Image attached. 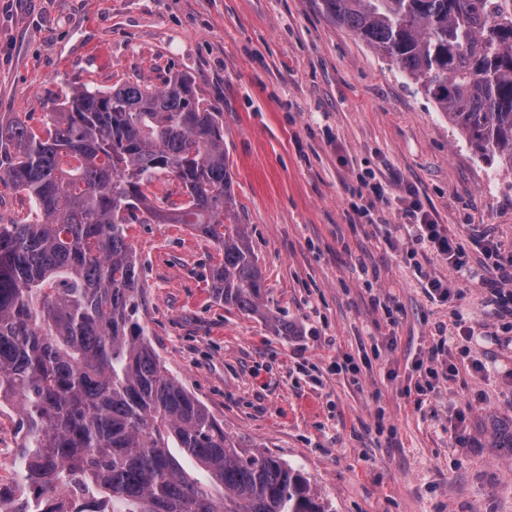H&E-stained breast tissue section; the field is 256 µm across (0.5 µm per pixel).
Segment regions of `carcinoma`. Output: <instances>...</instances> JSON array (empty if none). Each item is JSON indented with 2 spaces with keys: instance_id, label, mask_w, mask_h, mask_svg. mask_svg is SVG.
<instances>
[{
  "instance_id": "obj_1",
  "label": "carcinoma",
  "mask_w": 512,
  "mask_h": 512,
  "mask_svg": "<svg viewBox=\"0 0 512 512\" xmlns=\"http://www.w3.org/2000/svg\"><path fill=\"white\" fill-rule=\"evenodd\" d=\"M324 13L420 84L482 156L512 170V0H321ZM46 136L0 119V181L31 220L0 224V397L18 408L20 482L0 512H333L304 473L224 432L146 337L127 217L185 224L213 243L211 293L290 325L261 301L221 112L191 78L77 87ZM185 202L165 208L149 177ZM180 448L203 478L188 473Z\"/></svg>"
}]
</instances>
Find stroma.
<instances>
[{"label":"stroma","mask_w":512,"mask_h":512,"mask_svg":"<svg viewBox=\"0 0 512 512\" xmlns=\"http://www.w3.org/2000/svg\"><path fill=\"white\" fill-rule=\"evenodd\" d=\"M176 74L224 114L233 219L263 269V302L291 329L274 335L213 298L218 255L190 227L136 217L126 233L168 371L336 512H512V325L487 314L476 245L486 234L512 250V171L488 164L320 0H0V117L36 133L71 88ZM368 172L386 203L361 192ZM413 200L463 242L465 274L413 246ZM429 276L462 289L468 342L425 292ZM441 338L484 372L414 370Z\"/></svg>","instance_id":"obj_1"}]
</instances>
